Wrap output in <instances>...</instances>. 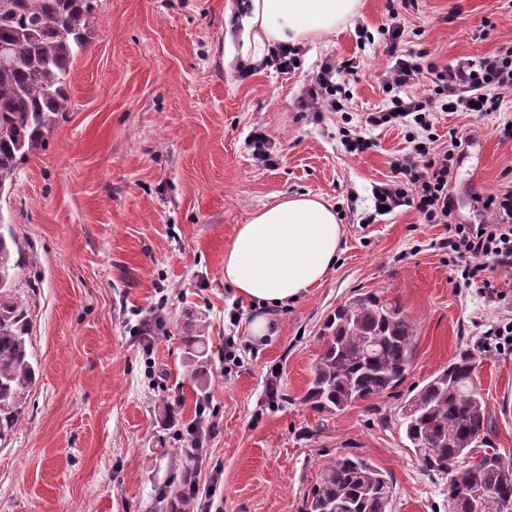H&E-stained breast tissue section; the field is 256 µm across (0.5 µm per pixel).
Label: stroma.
Here are the masks:
<instances>
[{"instance_id":"35a3bbf8","label":"stroma","mask_w":512,"mask_h":512,"mask_svg":"<svg viewBox=\"0 0 512 512\" xmlns=\"http://www.w3.org/2000/svg\"><path fill=\"white\" fill-rule=\"evenodd\" d=\"M388 0H360L353 22L306 43L298 69L251 76L224 63L227 0H99L89 44L73 60L68 107L41 149L0 194V219L26 256L19 293L35 284L29 348L37 363L21 424L0 443V512H171L192 470L183 432L212 425L200 483L222 469L211 512H303L323 464L354 453L390 472L391 512H448L440 476L425 472L400 425L414 388L462 351L477 365L490 443L512 455V351L486 345L512 321V268L493 287L463 283L440 245L444 225L411 207L383 214L373 189L408 153L401 125L361 127L383 109L381 46L359 48L356 26L388 24ZM401 46L453 66L512 40L507 0H417L400 11ZM487 36H480L482 24ZM357 58L346 109L316 112L310 78L325 58ZM512 102L501 111L437 112L433 151L449 130L471 136L449 192L460 223L482 219L474 191L512 186ZM372 146L349 152L343 128ZM273 145L256 162L253 130ZM312 193L336 207L344 235L326 280L270 313L224 284L237 225L277 198ZM373 291L416 324L415 361L394 391L329 415L305 396L323 324L354 294ZM156 324L151 349L135 334ZM204 332L205 389L184 374L183 338ZM234 344L239 363L224 360ZM205 413H198L199 402Z\"/></svg>"}]
</instances>
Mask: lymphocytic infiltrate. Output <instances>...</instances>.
<instances>
[{
  "mask_svg": "<svg viewBox=\"0 0 512 512\" xmlns=\"http://www.w3.org/2000/svg\"><path fill=\"white\" fill-rule=\"evenodd\" d=\"M391 23L381 28L386 38L389 61L381 74L388 96L385 108L367 113L362 124L379 127L396 119L423 131L432 128L436 109L454 112H496L506 95H512V41L502 43L494 53L454 67H441L420 52L403 50V35L397 21V4H389ZM361 71L356 59H325L311 77L309 99L318 112L344 109L346 86ZM466 140L456 131L448 133L445 151L431 153L427 142H415L411 153L393 165L391 179L374 191L376 206L415 208L430 224H444L449 236L444 244L454 257L465 259L464 279L485 276L499 267H512V190L500 194L474 193L480 224L458 223L448 187L454 168L464 154Z\"/></svg>",
  "mask_w": 512,
  "mask_h": 512,
  "instance_id": "lymphocytic-infiltrate-1",
  "label": "lymphocytic infiltrate"
}]
</instances>
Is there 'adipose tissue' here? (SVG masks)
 I'll return each instance as SVG.
<instances>
[{
	"label": "adipose tissue",
	"instance_id": "ef3b65f1",
	"mask_svg": "<svg viewBox=\"0 0 512 512\" xmlns=\"http://www.w3.org/2000/svg\"><path fill=\"white\" fill-rule=\"evenodd\" d=\"M359 0H242L226 63H256L279 44L304 45L350 20ZM343 237L334 206L320 195H286L237 225L224 251V283L261 307L299 300L333 269Z\"/></svg>",
	"mask_w": 512,
	"mask_h": 512
}]
</instances>
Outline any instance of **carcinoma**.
Returning <instances> with one entry per match:
<instances>
[{
  "mask_svg": "<svg viewBox=\"0 0 512 512\" xmlns=\"http://www.w3.org/2000/svg\"><path fill=\"white\" fill-rule=\"evenodd\" d=\"M98 0H0V192L20 163L46 144L65 112L73 59L87 45ZM0 219V441L21 422L36 367L28 348L31 303L12 286L23 262ZM326 345L307 401L335 414L396 389L414 362V322L373 293L338 306L324 326ZM471 353L417 390L402 408V426L422 468L448 476V489L493 490L485 512L512 503V456L487 446V401L472 385ZM206 337L188 336L184 367L200 383L206 374ZM387 472L354 454L322 466L305 512H389Z\"/></svg>",
  "mask_w": 512,
  "mask_h": 512,
  "instance_id": "obj_1",
  "label": "carcinoma"
}]
</instances>
